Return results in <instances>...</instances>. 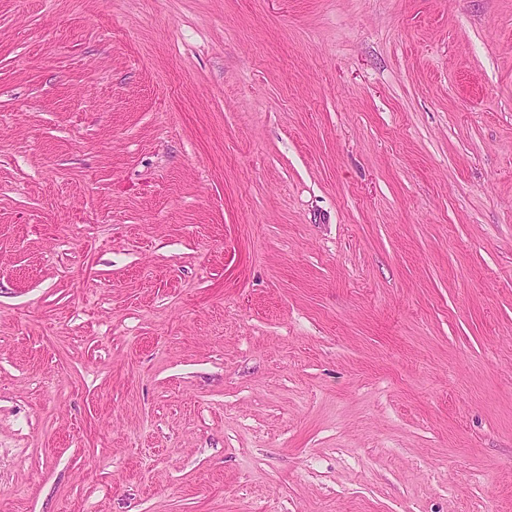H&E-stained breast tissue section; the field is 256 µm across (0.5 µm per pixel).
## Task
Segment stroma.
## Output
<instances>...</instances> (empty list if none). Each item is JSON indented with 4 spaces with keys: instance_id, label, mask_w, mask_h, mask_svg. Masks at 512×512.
Here are the masks:
<instances>
[{
    "instance_id": "35a3bbf8",
    "label": "stroma",
    "mask_w": 512,
    "mask_h": 512,
    "mask_svg": "<svg viewBox=\"0 0 512 512\" xmlns=\"http://www.w3.org/2000/svg\"><path fill=\"white\" fill-rule=\"evenodd\" d=\"M0 512H512V0H0Z\"/></svg>"
}]
</instances>
